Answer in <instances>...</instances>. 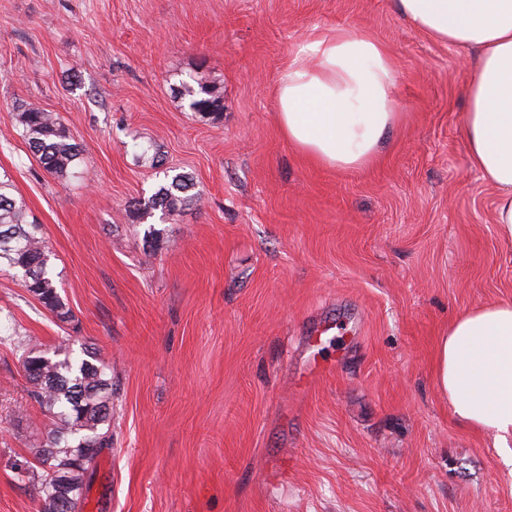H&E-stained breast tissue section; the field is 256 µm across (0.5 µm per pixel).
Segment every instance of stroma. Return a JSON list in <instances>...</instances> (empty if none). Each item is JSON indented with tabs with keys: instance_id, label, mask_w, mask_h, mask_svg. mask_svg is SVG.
<instances>
[{
	"instance_id": "35a3bbf8",
	"label": "stroma",
	"mask_w": 512,
	"mask_h": 512,
	"mask_svg": "<svg viewBox=\"0 0 512 512\" xmlns=\"http://www.w3.org/2000/svg\"><path fill=\"white\" fill-rule=\"evenodd\" d=\"M353 25L393 56L404 119L340 170L283 136L274 90L296 45ZM468 76L395 0H0V174L73 315L55 324L2 266L0 326L112 367L83 512H512V466L433 377L455 316L512 301V241L461 126ZM198 81L219 117L181 97ZM23 101L79 144L75 177L19 136ZM168 171L200 198L155 216L152 245L135 203ZM18 356L0 343V512H41L29 445L50 422Z\"/></svg>"
}]
</instances>
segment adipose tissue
<instances>
[{
  "label": "adipose tissue",
  "mask_w": 512,
  "mask_h": 512,
  "mask_svg": "<svg viewBox=\"0 0 512 512\" xmlns=\"http://www.w3.org/2000/svg\"><path fill=\"white\" fill-rule=\"evenodd\" d=\"M429 37L474 54L462 127L471 163L497 193L494 222L512 241V0H396ZM397 68L363 29L299 44L277 80V121L310 161L361 169L399 119ZM435 383L461 424L493 435L512 463V303L457 315L437 345Z\"/></svg>",
  "instance_id": "ef3b65f1"
}]
</instances>
